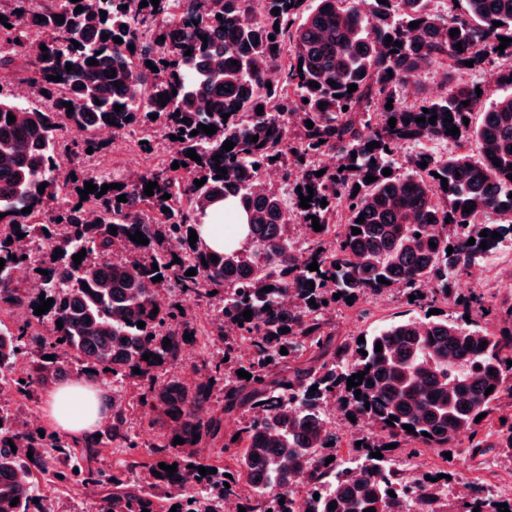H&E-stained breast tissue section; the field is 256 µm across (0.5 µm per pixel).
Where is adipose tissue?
Masks as SVG:
<instances>
[{"label": "adipose tissue", "instance_id": "ef3b65f1", "mask_svg": "<svg viewBox=\"0 0 512 512\" xmlns=\"http://www.w3.org/2000/svg\"><path fill=\"white\" fill-rule=\"evenodd\" d=\"M246 216L233 201L216 205L199 232L207 247L241 249L247 241ZM102 386L84 377L50 388L44 403L45 418L72 437L94 434L103 419Z\"/></svg>", "mask_w": 512, "mask_h": 512}]
</instances>
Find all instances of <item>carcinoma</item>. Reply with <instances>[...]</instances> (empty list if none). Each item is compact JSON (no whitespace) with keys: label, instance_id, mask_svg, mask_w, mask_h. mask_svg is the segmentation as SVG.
<instances>
[{"label":"carcinoma","instance_id":"1","mask_svg":"<svg viewBox=\"0 0 512 512\" xmlns=\"http://www.w3.org/2000/svg\"><path fill=\"white\" fill-rule=\"evenodd\" d=\"M141 2L13 0L9 10L0 11V42L16 55L0 57V65L20 60L27 80L47 91L42 109L0 99V213L5 214L0 218V258L5 260L0 303L31 311L40 304L19 285L14 271L20 269L37 273L45 298L53 299L49 311L14 330L0 322V364H16L32 354L14 372L12 391L32 401L38 390L67 376L65 365L74 362L77 373L89 380H133L137 404L159 409L168 419L170 434L151 445L152 461L125 464L127 472L147 469L145 481L112 474L98 512H157L163 500L169 509L178 506L177 512H221L224 498L231 496L243 502L246 512H293L298 476L306 479L311 512L370 507L398 512L391 491L411 492L419 512H443L426 476L407 485L371 453L384 455L391 452L388 445L403 444L444 454L465 442L472 459L491 448H507L512 457V411L498 410L502 399L512 400V366L507 365L512 361V302L502 311L507 325L497 335L471 321L430 316L400 321L360 342L356 336L337 338L330 318L349 296L357 300L394 288L416 295V303L430 292L438 294L467 313L480 303L478 296L455 291V283L502 240L512 239V91L486 102L476 87L457 79L431 96L423 93L417 76L431 68L458 76L512 59V42L497 50L499 38L512 39V0H464L461 14L454 0L443 10L432 0H316L311 10L304 7L307 0H159L156 7ZM78 6L83 11H75ZM57 15L64 22H57ZM414 21L419 27H409ZM495 21L501 25L493 26ZM455 28L459 32L452 37ZM459 42L460 51L454 48ZM285 53L286 83L273 84L267 71L278 67ZM90 59L98 64H88ZM233 60L238 64L231 65ZM111 70L115 77L104 75ZM350 84L357 90L348 92ZM375 103L378 111L373 112ZM117 105L123 106L119 112ZM475 112L479 121L464 124L463 118ZM10 114L15 116L11 124ZM152 114L158 118L151 119ZM434 114V124L415 122ZM109 118L115 124L107 123ZM308 120L314 123L311 129ZM200 124L213 125L217 132L191 135ZM453 125L459 128L454 142L461 149L476 142L479 158L456 151L437 160L421 150L406 160V173L383 175V169H395L401 145L446 140ZM153 126L167 138H183L177 161L186 166L165 164L135 180L119 173L92 177L99 188L112 183L122 188L100 197L90 193L45 215L58 186L59 135L84 132L80 149L96 151L100 129L116 136ZM226 141L234 143L232 150L223 149ZM373 142L379 146L367 149ZM190 149L201 162L186 157ZM326 151L336 155V168L318 177L313 158ZM218 154L221 158L213 160ZM495 159L500 165L493 164ZM218 166L227 173L218 175ZM272 169L280 173L279 187L258 189L262 175ZM367 176L376 180L369 183ZM203 177L206 182L196 186L194 180ZM148 182L158 183L152 196L144 194ZM310 187L313 197L304 209L300 196H308ZM165 194L170 199H163ZM121 195L126 201H117ZM229 197L249 216V249L225 252L199 240L189 244L190 231L198 230L207 209ZM470 205L474 209L464 212ZM29 206L31 212L22 213ZM313 215L319 231L312 228ZM112 226L115 235L109 232ZM354 227L361 233L352 234ZM484 229L485 238L480 236ZM137 230L149 244L129 238ZM494 232L501 238L492 239ZM20 233L45 246L41 266L22 259L24 252L16 247ZM483 240L485 249L480 248ZM82 249L86 255L76 265L73 255ZM176 257L180 262H174ZM314 262L317 271L308 269ZM191 269L196 275H186ZM158 275L162 280L152 281ZM266 286L272 291H263ZM169 288L217 299L209 326L200 327L186 310L159 302V293ZM214 290L217 294L210 295ZM246 310L253 312L248 321L242 318ZM140 321L145 327H138ZM186 333L191 340L184 339ZM199 336L224 341L223 356L203 361L207 374L193 383L162 377ZM165 338L171 344L163 345ZM378 342L380 352L375 351ZM241 343L253 350L245 366L237 356ZM283 347L288 354L280 353ZM145 353L152 354L147 361ZM136 368L140 373H134ZM239 370L251 379L238 376ZM362 372V384L347 388V379ZM490 386L493 392L487 395ZM217 387L224 391L218 414L211 409ZM331 400L381 431L375 437L350 436L349 452L365 460L360 475L326 462L325 451L340 448L321 424L322 407ZM110 407L112 419L97 431L99 437L79 442L56 434L42 437L0 405V512H43L33 502L34 479L47 473L61 482L81 476L73 448L81 446L92 456L104 445L141 447L128 422L130 402L116 394ZM239 410L245 417L224 426V417ZM482 413L485 417L476 420ZM493 435L497 440L491 443ZM177 437L184 443L175 453ZM223 455L234 466L215 464ZM161 463L177 465V472L168 476ZM200 466L217 473L203 476ZM188 477L203 489L191 499L181 494ZM322 489L331 496L313 498ZM15 497L19 503L13 507ZM332 503L336 508H330Z\"/></svg>","mask_w":512,"mask_h":512}]
</instances>
